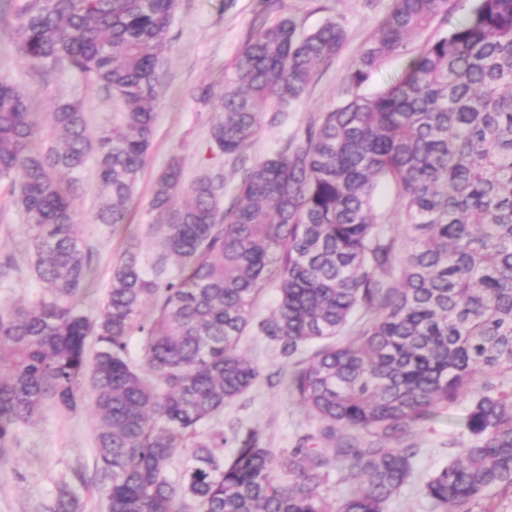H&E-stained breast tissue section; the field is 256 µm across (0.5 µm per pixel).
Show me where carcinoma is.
<instances>
[{"instance_id":"1","label":"carcinoma","mask_w":512,"mask_h":512,"mask_svg":"<svg viewBox=\"0 0 512 512\" xmlns=\"http://www.w3.org/2000/svg\"><path fill=\"white\" fill-rule=\"evenodd\" d=\"M456 2L392 0L345 76L349 99L243 167L230 206L220 178L186 185L181 163H168L150 199L159 255L147 270L129 246L91 315L74 175L94 159L96 223L126 222L176 0H20L14 39L25 66L67 68L107 90L120 121L92 137L81 103L61 101L39 147L26 93L0 78V182L45 288L32 305L0 310V455L44 408L90 407L106 512H387L413 477L416 427L465 399L461 450L419 493L439 512H465L512 487V0H473L386 89L359 93L381 58L405 53ZM344 40L334 21L304 35L289 18L255 29L222 91L203 92L211 147L244 162L245 145L282 120L280 107L305 94ZM386 186L405 214L399 244L384 238L374 208ZM269 283L277 306L255 322ZM355 316V340L320 347L290 378L325 423L320 445L277 454L250 429L233 435L224 459V432L200 426L275 376L238 352L246 330L292 360ZM392 440L401 447H384ZM180 453L186 466L172 478ZM333 466L350 485L339 506L325 493ZM72 476L35 512H83L87 480Z\"/></svg>"}]
</instances>
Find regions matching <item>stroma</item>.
<instances>
[{
    "label": "stroma",
    "instance_id": "stroma-1",
    "mask_svg": "<svg viewBox=\"0 0 512 512\" xmlns=\"http://www.w3.org/2000/svg\"><path fill=\"white\" fill-rule=\"evenodd\" d=\"M392 0H286L284 11H268L264 0H176L170 29V49L162 69L155 104V132L147 163L128 203L125 223L107 227L96 223L100 199L93 166H86L75 189L76 220L93 251L91 300H101L110 286L112 264L130 245H137L143 262L160 250L158 216L149 209L153 183L171 158H180L185 182L210 174L224 179V198L232 200L239 175L231 159L208 147L213 117L200 97L202 89L219 87L248 39L257 19L275 24L287 16L303 32L335 21L345 32L340 53L316 71L306 93L284 108L282 123L264 126L246 147L248 159L272 155L323 112L342 104L347 95L343 78L362 49L374 38ZM15 0H0V77L21 86L32 112L48 123L58 100L81 99L90 132L112 124V97L78 74L40 76L30 73L13 37ZM29 233L11 202L8 183L0 182V256H12L17 271L0 282V308L24 305L43 291L30 263ZM238 351L267 371L279 372L274 384H259L225 405L207 422L210 430H257L274 451L289 450L301 441L315 443L321 421L305 410L291 393L288 378L294 362L282 359L263 337L243 336ZM466 403L460 402L419 426V448L410 485L394 497L388 512H433L416 486L440 470L460 450L455 439L463 431ZM95 420L91 411L68 415L45 409L32 423L20 425L8 456L0 461V512H33L36 504L52 498L62 475L79 469L93 475L96 465Z\"/></svg>",
    "mask_w": 512,
    "mask_h": 512
}]
</instances>
